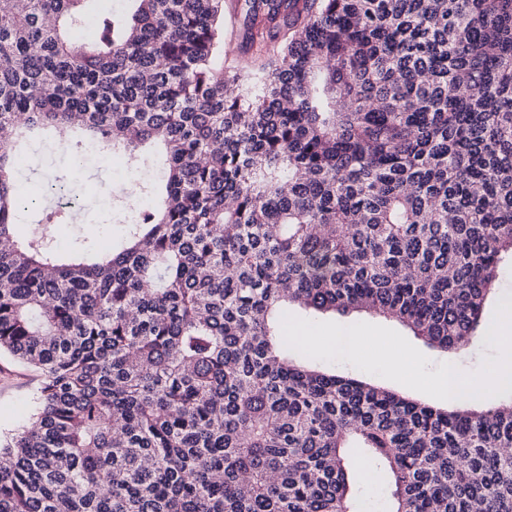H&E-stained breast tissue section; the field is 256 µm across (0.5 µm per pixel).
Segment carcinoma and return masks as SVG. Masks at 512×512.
Returning a JSON list of instances; mask_svg holds the SVG:
<instances>
[{
    "label": "carcinoma",
    "instance_id": "cac0c4a2",
    "mask_svg": "<svg viewBox=\"0 0 512 512\" xmlns=\"http://www.w3.org/2000/svg\"><path fill=\"white\" fill-rule=\"evenodd\" d=\"M0 0V353L36 370L0 512H512V396L443 409L318 370L288 308L372 311L444 351L512 256V0ZM94 22L92 39L76 30ZM51 129L162 150L125 244L64 255L15 177ZM360 471L353 473L355 488L362 487V503L358 512H387L389 509V491L387 477L382 471H374L371 482H363Z\"/></svg>",
    "mask_w": 512,
    "mask_h": 512
}]
</instances>
